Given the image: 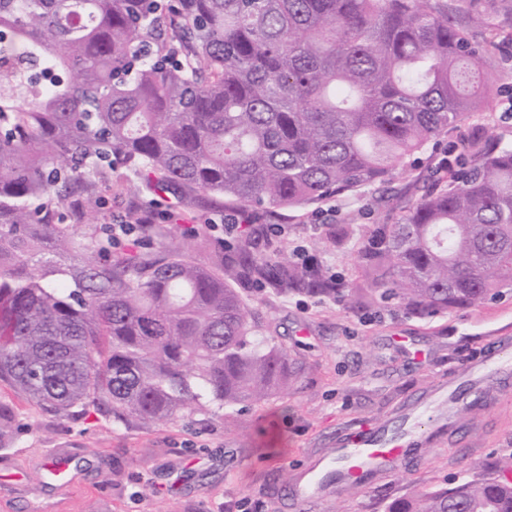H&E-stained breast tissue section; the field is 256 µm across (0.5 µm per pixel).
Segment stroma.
<instances>
[{
  "mask_svg": "<svg viewBox=\"0 0 512 512\" xmlns=\"http://www.w3.org/2000/svg\"><path fill=\"white\" fill-rule=\"evenodd\" d=\"M474 44L488 47L493 95L461 128L449 130L385 184L292 208L245 211L203 195L170 189L130 191L123 171L96 189L94 212L64 223L76 234L90 225L132 223L154 210L156 241L212 266L215 253L200 238L218 242L224 224L247 218L280 226L273 248L301 253L329 274H359L360 237L315 249L337 224L358 229L397 223L425 189L442 184L446 154L462 157L472 128L492 127L512 143V0H435ZM255 336L285 346L304 371L287 393L262 402L187 409L151 425L119 421L93 411L61 419L0 384V408L9 427L0 433V512H293L287 477L308 459L326 453L337 430L356 421H385L412 406L438 379L459 375V361L480 353L489 337L512 329V289L475 307L430 318L398 305L361 308L347 300L310 295L283 297L260 283H245ZM493 407L472 412L441 435L393 477L339 490L312 512H385L394 500L422 491H444L485 466L512 469V380L496 386ZM65 459L74 484L46 482L50 463Z\"/></svg>",
  "mask_w": 512,
  "mask_h": 512,
  "instance_id": "stroma-1",
  "label": "stroma"
}]
</instances>
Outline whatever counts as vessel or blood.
I'll return each instance as SVG.
<instances>
[{
	"label": "vessel or blood",
	"instance_id": "vessel-or-blood-1",
	"mask_svg": "<svg viewBox=\"0 0 512 512\" xmlns=\"http://www.w3.org/2000/svg\"><path fill=\"white\" fill-rule=\"evenodd\" d=\"M461 374L489 388L511 379L512 343L492 339L482 354L462 361ZM467 405L465 393L443 382L388 421L363 422L337 431L328 452L306 462L290 484L297 512L328 502L346 484L370 486L391 476L418 450L431 447L445 422L455 420Z\"/></svg>",
	"mask_w": 512,
	"mask_h": 512
}]
</instances>
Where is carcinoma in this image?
Returning a JSON list of instances; mask_svg holds the SVG:
<instances>
[{
    "mask_svg": "<svg viewBox=\"0 0 512 512\" xmlns=\"http://www.w3.org/2000/svg\"><path fill=\"white\" fill-rule=\"evenodd\" d=\"M487 54L431 0H0V382L57 416L160 424L300 377L234 282L423 318L511 288L512 145L480 127L467 171L365 231L351 282L248 233L221 271L114 254L53 206L94 209L118 166L260 210L383 183L488 100ZM387 512H512V475Z\"/></svg>",
    "mask_w": 512,
    "mask_h": 512,
    "instance_id": "1",
    "label": "carcinoma"
}]
</instances>
